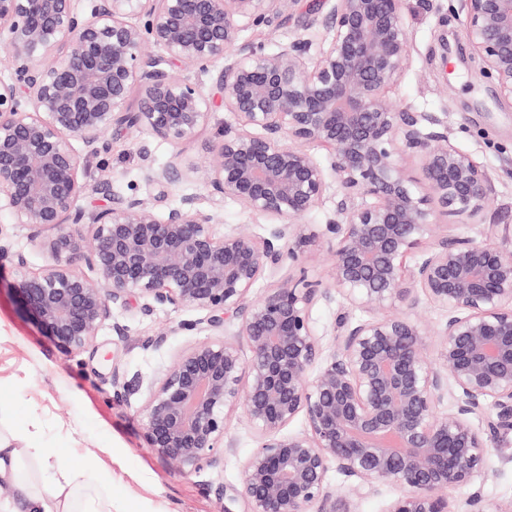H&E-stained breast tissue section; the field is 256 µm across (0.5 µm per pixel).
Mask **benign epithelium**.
Here are the masks:
<instances>
[{"label":"benign epithelium","instance_id":"benign-epithelium-1","mask_svg":"<svg viewBox=\"0 0 512 512\" xmlns=\"http://www.w3.org/2000/svg\"><path fill=\"white\" fill-rule=\"evenodd\" d=\"M296 3L0 0V208L47 255L28 272L0 237V266L23 271L24 312L68 353L91 343L113 306L198 312L207 338L159 379L115 373L113 383L122 399L146 390L148 448L189 473L235 448L230 421L244 415L259 445L224 492V512H351L336 508L332 467L352 480L353 499L399 488L384 512H455L452 493L512 433V226L491 224L481 240L436 233L433 206L474 224L494 186L443 118L387 95L410 52L405 0H311L302 37L274 52L240 42ZM458 3L485 72L512 99V0ZM221 107L234 123L211 151L212 200L277 220L269 236L217 231L219 210L194 197L163 213L136 196L77 205L85 158L108 152L112 128L179 147ZM303 143L326 148L329 166ZM405 155L419 159L424 188ZM194 173L177 156L147 179L165 187ZM330 174L334 207L326 223L307 224ZM321 242L328 285L301 270L249 298L267 270L300 264ZM338 295L363 316H341L325 350L310 310ZM422 299L447 320L431 328L389 313ZM299 417L307 430L288 432ZM464 507L512 512V499L473 495Z\"/></svg>","mask_w":512,"mask_h":512}]
</instances>
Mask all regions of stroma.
<instances>
[{
	"instance_id": "obj_1",
	"label": "stroma",
	"mask_w": 512,
	"mask_h": 512,
	"mask_svg": "<svg viewBox=\"0 0 512 512\" xmlns=\"http://www.w3.org/2000/svg\"><path fill=\"white\" fill-rule=\"evenodd\" d=\"M455 0H406L404 21L410 55L389 95L417 112H436L448 123L455 144L487 169L495 198L482 223L459 227L452 216L438 215L448 232L480 237L484 225H512V100L499 94L483 71ZM227 112L200 129L183 151L157 138L143 139L128 130L109 135L110 149L88 162L95 192L80 204L93 209L113 196L150 200L158 211L192 195L201 208L214 207L205 185L208 155ZM152 159L143 161L140 145ZM195 167L193 178L161 188L147 181V163L163 167L173 154ZM20 273L0 267V441L15 448H42L55 467L43 471L39 460H23V474L34 488L63 482L72 459L86 457L107 474L112 512H224L226 489L237 486L244 459L257 446L254 430L241 417L230 423L235 440L223 463L184 474L148 448L140 409L143 393L116 400L113 374L159 378L173 359L203 334L193 329L195 311L159 307L144 313L138 305L115 308L92 343L78 353L61 351L19 311L12 291ZM123 326L116 335L113 324ZM485 499L512 498V435L491 449L485 474L454 492L455 501L472 494Z\"/></svg>"
}]
</instances>
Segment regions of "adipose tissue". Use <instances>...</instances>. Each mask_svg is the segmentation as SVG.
<instances>
[{
	"label": "adipose tissue",
	"mask_w": 512,
	"mask_h": 512,
	"mask_svg": "<svg viewBox=\"0 0 512 512\" xmlns=\"http://www.w3.org/2000/svg\"><path fill=\"white\" fill-rule=\"evenodd\" d=\"M25 454V449L0 445V482L14 489L13 512H76L71 498L64 496L61 487L49 484L40 492L33 489L21 473Z\"/></svg>",
	"instance_id": "1"
}]
</instances>
